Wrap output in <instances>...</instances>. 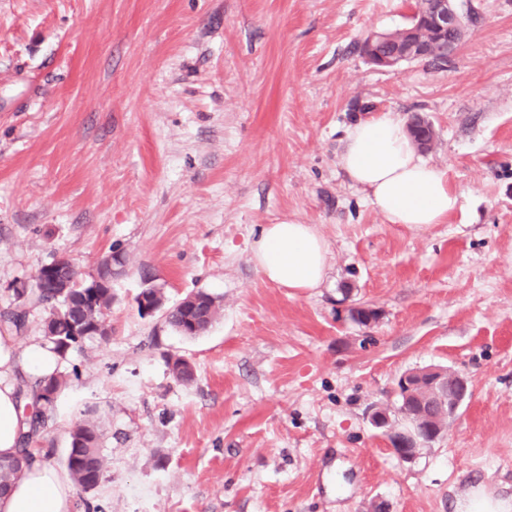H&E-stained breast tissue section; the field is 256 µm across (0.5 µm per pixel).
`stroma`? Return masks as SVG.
Segmentation results:
<instances>
[{"label": "stroma", "instance_id": "stroma-1", "mask_svg": "<svg viewBox=\"0 0 512 512\" xmlns=\"http://www.w3.org/2000/svg\"><path fill=\"white\" fill-rule=\"evenodd\" d=\"M447 59L380 70L357 45L416 0H0V312L53 258L121 251L108 340L67 378L33 447L65 469L96 410L106 472L72 512H457L512 497V0H474ZM432 122L426 159L462 208L389 224L338 162L353 121ZM315 225L325 283L297 292L251 260L264 225ZM204 290L188 339L136 298ZM366 307L377 318L350 317ZM187 358L186 384L167 360ZM442 366L470 395L400 461L370 419L405 372ZM192 295H194L199 302L197 307L199 315L205 314L207 316L205 318L200 317L197 320L196 327L194 329H191L189 326V314L183 304H175L167 308L164 312L166 323L176 333L190 338L204 334L215 322L221 309V304L218 298L214 297L207 291L198 290L185 298ZM462 502H464L462 504ZM459 512H510L512 498H502L488 492L484 486L472 487L466 494V500L458 503Z\"/></svg>", "mask_w": 512, "mask_h": 512}]
</instances>
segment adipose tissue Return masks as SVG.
<instances>
[{
	"instance_id": "obj_1",
	"label": "adipose tissue",
	"mask_w": 512,
	"mask_h": 512,
	"mask_svg": "<svg viewBox=\"0 0 512 512\" xmlns=\"http://www.w3.org/2000/svg\"><path fill=\"white\" fill-rule=\"evenodd\" d=\"M339 165L347 180L362 188L372 206L391 224H443L459 207L460 192L448 173L425 160L410 138L405 120L383 112L350 126L341 141ZM252 260L271 282L299 291L320 287L329 267L326 241L314 225L283 219L264 225L252 243ZM57 357L32 344L17 353L0 336V456L20 451L28 429L24 402L13 380L17 373L39 378L55 372ZM68 474L34 451L22 477L0 496V512H71Z\"/></svg>"
}]
</instances>
